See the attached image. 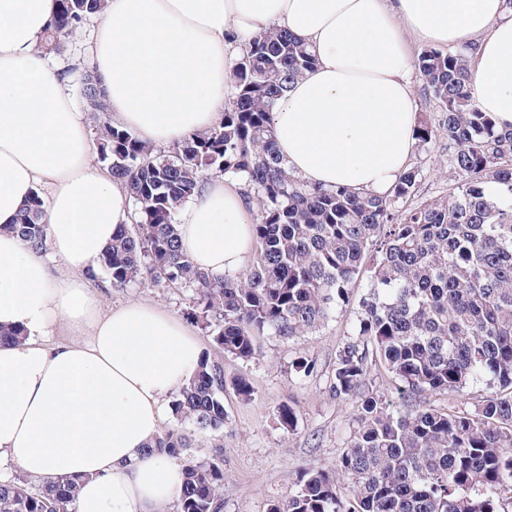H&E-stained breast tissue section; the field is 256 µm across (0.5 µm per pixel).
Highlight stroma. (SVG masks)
Here are the masks:
<instances>
[{
	"mask_svg": "<svg viewBox=\"0 0 512 512\" xmlns=\"http://www.w3.org/2000/svg\"><path fill=\"white\" fill-rule=\"evenodd\" d=\"M409 164L420 171L416 202L447 194L452 179L447 138L435 135L427 150L413 152ZM90 281L104 306L141 301L162 306L183 323L191 321L186 291L138 284L115 288L100 269ZM357 311V304H350L322 328L291 339L262 336L258 353L250 360L225 353L212 335L201 333L204 355L224 362L226 418L219 432L182 423L190 446L178 460L184 465L219 461L224 470L221 512H268L271 504L291 496L299 471L330 466L343 452L356 425V403L332 395L330 383L338 352L354 332ZM301 355L315 360L313 375L305 377L293 370ZM241 378L248 382L250 396L239 394L236 383ZM286 405L297 414L291 430L279 422V411Z\"/></svg>",
	"mask_w": 512,
	"mask_h": 512,
	"instance_id": "obj_1",
	"label": "stroma"
}]
</instances>
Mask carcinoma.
Listing matches in <instances>:
<instances>
[{
	"label": "carcinoma",
	"instance_id": "carcinoma-1",
	"mask_svg": "<svg viewBox=\"0 0 512 512\" xmlns=\"http://www.w3.org/2000/svg\"><path fill=\"white\" fill-rule=\"evenodd\" d=\"M104 0H60L42 48L62 54ZM466 46L424 50V89L442 111L454 183L431 203L409 204L418 168L382 195L324 188L296 176L280 153L273 110L316 58L288 30L263 28L233 65L234 94L220 125L155 151L112 125L94 71L80 97L98 120L99 160L126 188L134 224H122L101 254L111 286L151 282L191 291V316L224 352L257 355L268 333L302 336L350 303L356 280L370 287L356 331L341 347L331 382L356 398L349 444L330 469L296 475L295 492L270 512H512V125L476 107ZM238 182L256 208L257 246L234 277H214L182 251L176 216L203 178ZM494 184L498 196L486 187ZM45 209L35 192L9 230L38 253ZM409 404L393 411L370 392V350ZM484 378L494 388L472 413L417 403L455 394ZM174 414L201 431L224 429V367L204 357L173 401ZM153 447L177 456L187 437L172 428ZM347 485L348 494L337 491ZM224 470L214 461L184 468L179 512H220ZM76 479L12 477L0 482V512H73Z\"/></svg>",
	"mask_w": 512,
	"mask_h": 512
}]
</instances>
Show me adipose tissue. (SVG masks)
<instances>
[{
  "mask_svg": "<svg viewBox=\"0 0 512 512\" xmlns=\"http://www.w3.org/2000/svg\"><path fill=\"white\" fill-rule=\"evenodd\" d=\"M58 0H0V479H78L75 512H160L179 502L183 467L151 449L169 399L200 368L196 332L157 305L103 308L86 277L119 225L124 187L91 157V128L38 46ZM316 56L273 112L278 148L305 181L388 190L416 146L404 33L474 44L477 107L512 123V10L506 0H105L92 63L118 126L153 146L224 118L235 59L264 27ZM40 192L49 257L8 232ZM182 249L234 276L255 248L237 183L210 176L181 210ZM60 273H52L51 264ZM66 327L74 341L57 343Z\"/></svg>",
  "mask_w": 512,
  "mask_h": 512,
  "instance_id": "1",
  "label": "adipose tissue"
}]
</instances>
